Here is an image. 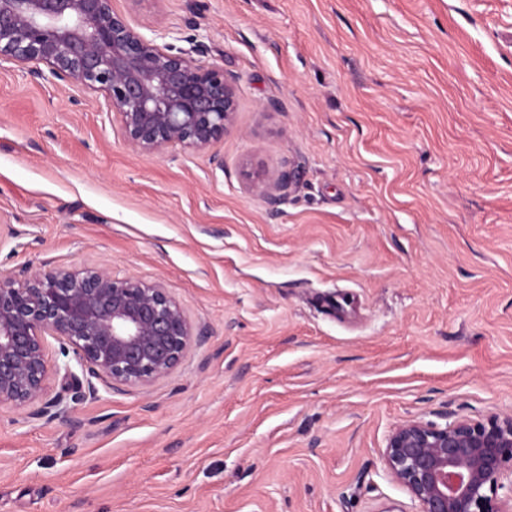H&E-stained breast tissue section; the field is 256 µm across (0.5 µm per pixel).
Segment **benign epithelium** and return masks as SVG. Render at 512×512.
I'll return each mask as SVG.
<instances>
[{
	"instance_id": "1",
	"label": "benign epithelium",
	"mask_w": 512,
	"mask_h": 512,
	"mask_svg": "<svg viewBox=\"0 0 512 512\" xmlns=\"http://www.w3.org/2000/svg\"><path fill=\"white\" fill-rule=\"evenodd\" d=\"M42 63L52 77L104 94L124 142L142 152L204 150L237 111L236 78L135 30L112 0H0V61ZM291 176L257 180L267 194ZM64 365H50L45 337ZM193 342L191 324L160 283L95 268L0 277V408L42 398L53 372L75 386V362L114 386L146 387ZM385 469L419 512H512V413L407 420L389 434Z\"/></svg>"
}]
</instances>
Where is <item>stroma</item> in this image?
<instances>
[{
  "instance_id": "stroma-1",
  "label": "stroma",
  "mask_w": 512,
  "mask_h": 512,
  "mask_svg": "<svg viewBox=\"0 0 512 512\" xmlns=\"http://www.w3.org/2000/svg\"><path fill=\"white\" fill-rule=\"evenodd\" d=\"M112 5L237 77L234 128L138 152L102 94L0 63V274L158 281L201 337L0 409V512H417L391 430L512 412V0Z\"/></svg>"
}]
</instances>
